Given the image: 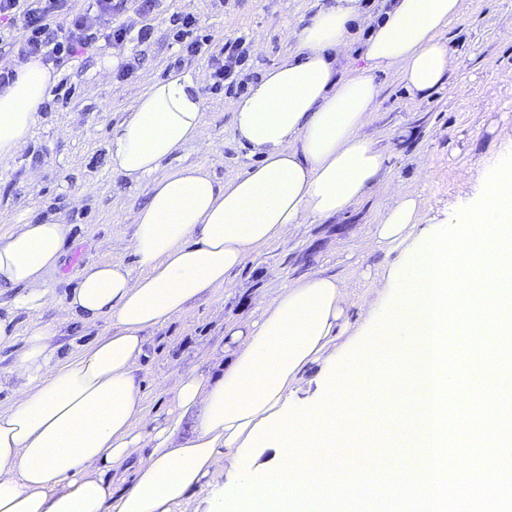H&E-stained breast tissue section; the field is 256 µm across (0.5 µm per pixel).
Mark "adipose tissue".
<instances>
[{
    "label": "adipose tissue",
    "instance_id": "ef3b65f1",
    "mask_svg": "<svg viewBox=\"0 0 512 512\" xmlns=\"http://www.w3.org/2000/svg\"><path fill=\"white\" fill-rule=\"evenodd\" d=\"M461 0H390L382 17L359 0H336L296 34L297 51L265 71L234 105L237 142L260 159L242 176L217 182L199 166L157 176L161 162L199 140L204 119L197 80L171 71L113 125V167L142 184L129 243L133 265H87L65 307L85 322H110L77 355L58 358L53 332L32 326L8 377L15 398L0 411V512H173L203 485L217 488L253 426L296 411L294 387L305 368L335 360L330 347L344 316V282L313 272L262 306L251 322L228 325L221 372L180 374L174 408L148 416L138 363L147 333L180 315L289 225L336 216L360 200L383 158L362 133L379 95L374 74L398 68L410 93L426 97L451 68L441 35ZM368 35L372 67L340 78L338 58L355 26ZM54 76L31 60L0 88V160L27 144ZM420 202L394 192L375 226L403 250ZM69 228L55 215L0 234V288H16L20 307L48 297L50 276ZM193 431L179 434L185 422ZM147 456H139V449Z\"/></svg>",
    "mask_w": 512,
    "mask_h": 512
}]
</instances>
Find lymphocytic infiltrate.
Masks as SVG:
<instances>
[{"label": "lymphocytic infiltrate", "instance_id": "1", "mask_svg": "<svg viewBox=\"0 0 512 512\" xmlns=\"http://www.w3.org/2000/svg\"><path fill=\"white\" fill-rule=\"evenodd\" d=\"M112 0H90L88 8L65 9L64 0H0V21L17 25L20 36L16 41L17 55L22 60L40 58L44 65L62 69L73 62L79 51L92 47L98 41L121 44L136 40L143 44L154 33L151 24L140 28L116 25L112 22ZM64 16V24H57V16ZM198 20L186 13L174 19L173 37L183 43L187 54L207 55L210 78L214 88H221L230 79L244 58L242 38L226 39L216 52H209L210 39L198 35Z\"/></svg>", "mask_w": 512, "mask_h": 512}]
</instances>
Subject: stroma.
Wrapping results in <instances>:
<instances>
[{"label": "stroma", "mask_w": 512, "mask_h": 512, "mask_svg": "<svg viewBox=\"0 0 512 512\" xmlns=\"http://www.w3.org/2000/svg\"><path fill=\"white\" fill-rule=\"evenodd\" d=\"M462 2L461 14L443 33L453 64L431 95L411 94L397 68L376 70L380 93L362 133L381 152L383 170L364 197L335 217L290 225L258 248L251 263L232 272L229 289L205 291L180 316L149 332L139 393L150 416L163 418L173 409L179 373L213 371L227 324L251 321L281 288L310 272L322 270L349 284L344 330L336 341V361L344 363L390 302L381 280L397 266L400 253L379 242L375 224L392 193L420 196L421 224L442 228L450 214L478 196L479 172L502 157L503 134L512 130V0ZM330 3L160 0L150 19L155 28L150 44L100 42L76 58L66 71L68 105L40 112L27 146L0 161V234L46 214L70 228L43 306L17 307L16 290L0 288V320L10 322L14 335L12 345L0 349V371L13 364L32 324L53 329V342L64 356L110 331L105 321L78 319L63 301L86 265L132 261L134 215L145 195L113 169L108 147L112 125L127 116L136 96L172 70L191 73L204 103L201 138L176 150L158 172L198 165L220 182L241 176L256 161L233 134V104L242 83L293 53L296 32ZM178 12L193 13L214 46L228 37L244 38L240 85L211 89L206 60L188 56L168 35L170 18ZM135 57L138 67L118 77L113 59L126 63Z\"/></svg>", "instance_id": "obj_1"}]
</instances>
